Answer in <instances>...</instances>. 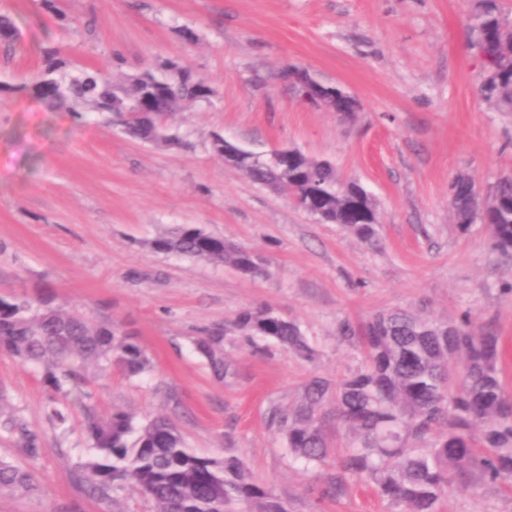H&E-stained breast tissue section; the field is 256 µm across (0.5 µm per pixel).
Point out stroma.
Wrapping results in <instances>:
<instances>
[{
    "instance_id": "obj_1",
    "label": "stroma",
    "mask_w": 512,
    "mask_h": 512,
    "mask_svg": "<svg viewBox=\"0 0 512 512\" xmlns=\"http://www.w3.org/2000/svg\"><path fill=\"white\" fill-rule=\"evenodd\" d=\"M478 0H0L22 40L0 59V295L55 297L95 322L132 332L150 365L137 378L88 369L87 403L45 386L42 370L0 352V416L37 434L29 454L0 430V458L36 474L34 497L0 492V512H156L133 488L107 499L85 470L94 450L84 409L170 416L202 457H241L251 480L288 512H399L372 478L345 495L321 489L343 455L304 466L269 421L272 407L296 405L319 376L339 381L364 365L341 338L394 308L440 321L470 313L492 326L506 351L501 378L512 392V258L493 252L483 224L460 234L448 186L475 179L483 196L512 175V112L482 102V63L469 16ZM67 15L59 27L56 12ZM101 24L87 38L83 22ZM51 42L89 69L116 54L135 73L181 60L212 90L168 121L180 146L165 148L103 124L82 126L49 111L19 86L41 66ZM305 66L359 103L352 119L299 104L280 78ZM221 133L259 154L296 147L331 159L339 175L375 199L380 245L369 248L339 224L314 221L288 198L225 165L210 148ZM190 224L270 261L250 278L152 251L159 235ZM268 306L297 323L316 351L307 362L276 343L249 342L232 326L240 311ZM225 331L232 371L220 378L195 350L198 336ZM68 420L49 419L50 403ZM440 512H512V478L474 475L449 487Z\"/></svg>"
}]
</instances>
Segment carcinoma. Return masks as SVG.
Returning <instances> with one entry per match:
<instances>
[{
  "instance_id": "obj_1",
  "label": "carcinoma",
  "mask_w": 512,
  "mask_h": 512,
  "mask_svg": "<svg viewBox=\"0 0 512 512\" xmlns=\"http://www.w3.org/2000/svg\"><path fill=\"white\" fill-rule=\"evenodd\" d=\"M469 28L471 46L489 54L481 98L500 112H512V16L496 0H480ZM20 40L13 20L0 15L5 53L15 50ZM117 65L111 55L98 69L69 70L58 47H45L41 68L17 90L71 113L79 124L92 112L132 138L164 147L177 144V136L169 133V118L186 101L209 99L210 87L176 58L133 74H114ZM211 148L252 181L291 196L308 215L320 197L317 218L345 226L369 247L378 244L373 198L357 182L347 191L331 161L305 153L291 168L268 154L239 160L237 153L224 149L220 134L211 135ZM449 199L461 233L480 222L489 229L492 250L512 257V177L497 182L485 205L474 185L463 179L450 184ZM149 247L230 265L249 277L267 272L263 257L196 226H180L150 241ZM234 329L250 341L271 340L304 360L314 358L300 327L270 308L242 311ZM339 332L363 350L364 367L336 384L315 378L305 386L299 405L271 412L289 452L306 464H321L329 456L325 419H336L351 435L323 495H342L347 476L367 474L378 495L401 506L402 512H438L437 503L452 480L465 484L475 473L491 480L512 476V394L500 378L503 349L494 330L476 327L467 313L447 322L397 309L373 315L358 330L344 322ZM221 341L219 334L207 333L198 338L196 349L215 371L227 374L231 362ZM0 352L42 366L47 386L60 390L67 385L79 401L87 397L86 367H116L135 377L149 365L132 337L96 325L50 298L0 297ZM85 428L96 449L86 469L92 490L102 497L131 486L149 496L157 512H228L234 503L246 505L249 512H288L250 480L240 457L196 455L165 416L137 424L123 411L106 417L89 411ZM3 429L29 453H37V435L23 424L7 419ZM478 448L485 452L477 453ZM2 490L35 494L39 486L31 471L0 459Z\"/></svg>"
}]
</instances>
